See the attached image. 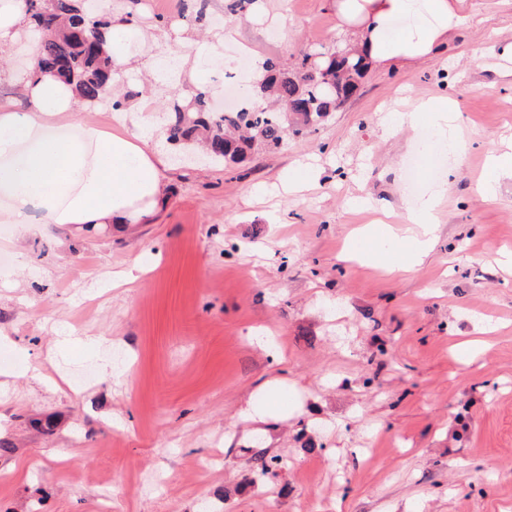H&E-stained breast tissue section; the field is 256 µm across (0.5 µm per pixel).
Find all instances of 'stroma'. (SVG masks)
I'll return each mask as SVG.
<instances>
[{"label": "stroma", "instance_id": "1", "mask_svg": "<svg viewBox=\"0 0 512 512\" xmlns=\"http://www.w3.org/2000/svg\"><path fill=\"white\" fill-rule=\"evenodd\" d=\"M112 0L171 44L248 62H301L350 45L332 0ZM473 17L433 56L369 68L315 131L246 167L169 164L167 202L146 224L89 235L8 226L0 236V512H512V179L473 183L512 138V0H464ZM239 17L233 39L224 18ZM7 45L22 103L37 41ZM450 97L465 164L449 178L423 263L387 274L342 254L351 231L402 220L407 173L444 176L447 157L390 111ZM318 186L286 188L299 165ZM446 176V175H445ZM141 270L116 289L112 275ZM78 327L83 342L62 344ZM35 368L40 380L24 376ZM277 410L242 420L246 402ZM51 419L45 432L37 423ZM287 457L255 479L257 452Z\"/></svg>", "mask_w": 512, "mask_h": 512}]
</instances>
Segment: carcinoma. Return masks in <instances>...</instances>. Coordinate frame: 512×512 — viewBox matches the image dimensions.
I'll return each mask as SVG.
<instances>
[{
    "label": "carcinoma",
    "instance_id": "carcinoma-1",
    "mask_svg": "<svg viewBox=\"0 0 512 512\" xmlns=\"http://www.w3.org/2000/svg\"><path fill=\"white\" fill-rule=\"evenodd\" d=\"M36 26L45 32L39 43L40 69L67 79L79 96L93 100L112 85V60L102 49L103 33L90 46L84 39L83 20L73 0H28ZM316 70L308 59L294 67L272 59L249 92V100L236 112H215L204 93L173 107L168 140L193 147L199 143L224 163L247 162L255 146L281 145L288 133L306 134L327 121L358 90L368 70L364 58L347 46L320 53ZM254 473L267 476L288 465L281 456H255Z\"/></svg>",
    "mask_w": 512,
    "mask_h": 512
}]
</instances>
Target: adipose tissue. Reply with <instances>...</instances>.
Wrapping results in <instances>:
<instances>
[{"label": "adipose tissue", "instance_id": "adipose-tissue-1", "mask_svg": "<svg viewBox=\"0 0 512 512\" xmlns=\"http://www.w3.org/2000/svg\"><path fill=\"white\" fill-rule=\"evenodd\" d=\"M463 0H334L341 24L357 31L354 48L370 66L387 67L427 57L454 29L467 23ZM30 75L21 83L25 107L0 101V223L64 224L85 232L149 222L166 198L165 160L151 138L128 127L105 130L76 121L85 101L64 79L39 73L31 49ZM415 132L431 134L450 159L465 160L457 102H418L402 117ZM512 177V142L494 148L476 196H490ZM445 185L405 203L404 229L372 224L349 237V253L390 272H409L431 249ZM389 249H379V242Z\"/></svg>", "mask_w": 512, "mask_h": 512}]
</instances>
